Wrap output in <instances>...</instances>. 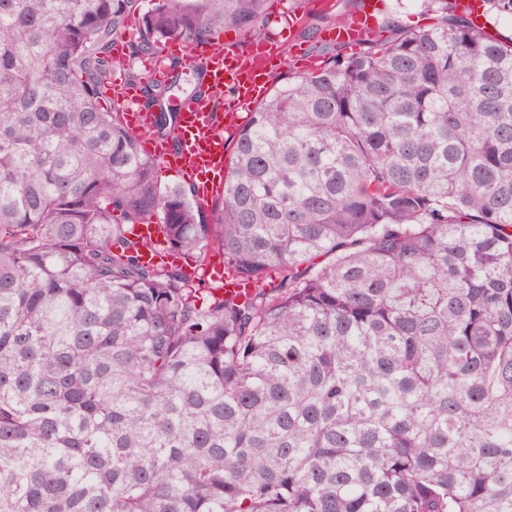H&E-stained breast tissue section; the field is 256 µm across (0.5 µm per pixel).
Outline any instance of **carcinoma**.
<instances>
[{
    "mask_svg": "<svg viewBox=\"0 0 512 512\" xmlns=\"http://www.w3.org/2000/svg\"><path fill=\"white\" fill-rule=\"evenodd\" d=\"M482 2L312 37L204 206L101 101L124 72L175 139L206 66L135 60L264 36L265 0H0V512H512V0ZM214 256L249 291L201 301Z\"/></svg>",
    "mask_w": 512,
    "mask_h": 512,
    "instance_id": "obj_1",
    "label": "carcinoma"
}]
</instances>
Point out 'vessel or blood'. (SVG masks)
Masks as SVG:
<instances>
[{
	"mask_svg": "<svg viewBox=\"0 0 512 512\" xmlns=\"http://www.w3.org/2000/svg\"><path fill=\"white\" fill-rule=\"evenodd\" d=\"M373 11V4L368 2L349 29L324 31V38L356 42L364 31L372 27ZM166 52L181 57L188 64L197 57H206L210 65V90L233 89L232 107L220 114L213 111L208 97L202 96L189 102L180 112L177 144L171 147L153 137L152 114L140 107L135 86L121 82L114 84L112 101L119 105L126 129L139 139L145 151L183 171L194 185L199 201L204 203L217 196L223 187L224 132L236 125L239 113L253 107L265 93L269 68L283 59L304 70L314 67L315 62L305 56L299 44L285 49L279 43L265 40L254 42L246 54L230 48L222 52L213 51L184 41L169 42Z\"/></svg>",
	"mask_w": 512,
	"mask_h": 512,
	"instance_id": "obj_1",
	"label": "vessel or blood"
}]
</instances>
